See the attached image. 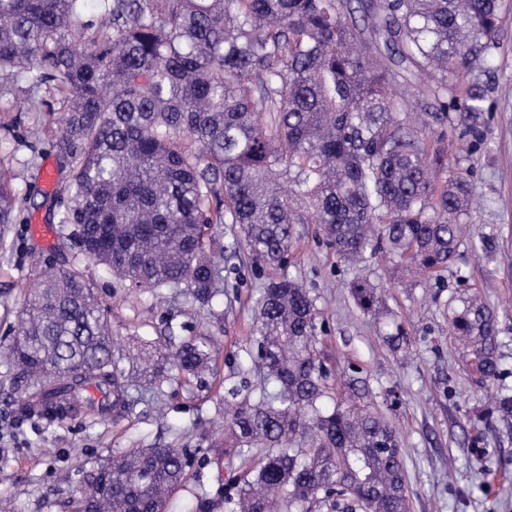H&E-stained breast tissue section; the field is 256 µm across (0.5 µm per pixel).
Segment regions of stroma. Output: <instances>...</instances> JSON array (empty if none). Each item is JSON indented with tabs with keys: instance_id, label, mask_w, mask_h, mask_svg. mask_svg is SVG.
<instances>
[{
	"instance_id": "stroma-1",
	"label": "stroma",
	"mask_w": 512,
	"mask_h": 512,
	"mask_svg": "<svg viewBox=\"0 0 512 512\" xmlns=\"http://www.w3.org/2000/svg\"><path fill=\"white\" fill-rule=\"evenodd\" d=\"M489 86L492 118L486 145L463 152L459 132L447 129L427 140L448 173L469 176L474 200L462 217L455 261L430 278L402 286L406 269L386 250L366 253L351 266L326 244L317 225L297 228L280 273L299 280L315 303L317 348L335 398L357 397L385 415L405 451L410 512H512V425L499 420L496 387H480L449 331V309L465 290L477 291L497 313L501 363L512 386V4L501 14ZM35 117L22 92L0 93V161L15 175L17 224L0 246V351L18 324L23 285L62 261L83 270L108 308L120 349L130 337L156 339L165 327L190 336L210 329L218 340L216 375L202 385L169 381L161 396L133 382L136 412L93 423L83 416L38 430L15 404L13 374L0 360V495L15 512H73L86 471L113 452L172 444L204 448L215 433L212 399L222 393L236 405L260 384L253 358L254 305L268 278L248 259L236 226H219L214 252L224 269V294L211 312L191 306L183 289L155 296L112 276L83 256L72 240L74 225L57 223L50 211L59 179L55 139L27 134ZM378 289L380 313L370 318L356 306L355 277ZM402 324L411 342L391 349L384 340Z\"/></svg>"
}]
</instances>
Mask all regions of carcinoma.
I'll list each match as a JSON object with an SVG mask.
<instances>
[{"instance_id": "cac0c4a2", "label": "carcinoma", "mask_w": 512, "mask_h": 512, "mask_svg": "<svg viewBox=\"0 0 512 512\" xmlns=\"http://www.w3.org/2000/svg\"><path fill=\"white\" fill-rule=\"evenodd\" d=\"M0 0V87L33 94L39 123H59L68 170L60 223L77 247L144 292L182 285L210 309L223 268L212 230L235 224L251 261L282 266L295 225L316 224L336 256L356 264L380 245L432 275L454 261L471 184L449 175L424 136L448 126L485 141L490 70L505 0H376L366 29L390 60L424 71L433 111H397L395 73L347 19L346 0ZM46 87L63 105L40 114ZM12 175L0 167V231L17 223ZM351 294L367 315L377 288ZM452 311L451 333L481 385L501 380L496 314L475 295ZM253 404L215 399L224 441L198 448L224 464V512H409L401 440L358 405L323 404L328 375L316 349V309L290 277L255 300ZM186 383L212 369L211 334L174 344ZM138 372L159 385L165 354L136 347ZM20 410L51 423L78 414H131L130 381L106 309L76 266L50 270L24 293L8 348ZM275 383L270 391L267 384ZM95 389L100 399L93 398ZM496 410L512 419L502 385ZM185 449L133 448L87 475L75 512H164L187 481ZM202 479L182 512H213Z\"/></svg>"}]
</instances>
